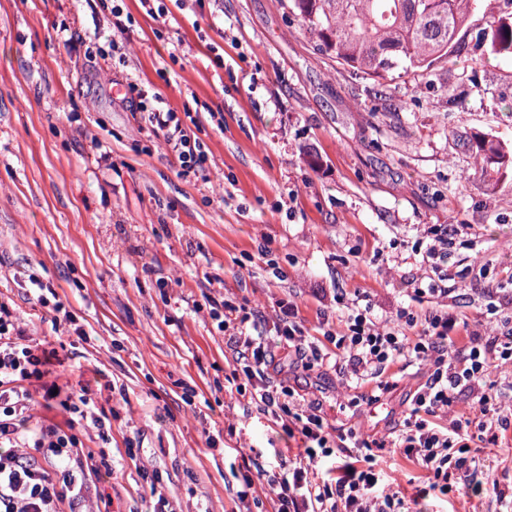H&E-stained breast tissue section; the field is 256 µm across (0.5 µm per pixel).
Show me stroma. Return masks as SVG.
Wrapping results in <instances>:
<instances>
[{
    "instance_id": "obj_1",
    "label": "stroma",
    "mask_w": 512,
    "mask_h": 512,
    "mask_svg": "<svg viewBox=\"0 0 512 512\" xmlns=\"http://www.w3.org/2000/svg\"><path fill=\"white\" fill-rule=\"evenodd\" d=\"M122 7L134 34L118 59L68 41L74 30L109 38L111 0H0V298L47 348L71 353L61 381L86 386L109 413V441L75 430L112 466L88 478L90 512H149L150 482L178 512H274L263 478L257 502L237 501L244 459L277 472L296 444L236 394L246 379L214 304L244 308L253 335L268 332L283 301L311 334L324 321L342 330L354 306L381 319L421 310L403 281L421 276L411 247L433 224L466 225L456 259L511 274L512 180L489 189L461 142L478 132L512 140V62L471 68L484 24L474 12L441 71L464 107L441 104L440 87L419 79L399 83L392 111L378 112L372 81L321 55L289 0H169L156 19L139 0ZM130 82L197 114L191 134L208 152L209 183L181 178L162 138L140 131L121 92ZM34 277L84 336L52 326L28 291ZM450 309L469 331H488L469 281ZM268 373L319 400L333 424L378 436L425 378L424 366L395 363L392 387L357 415L339 371H303L278 347ZM462 456L475 482L454 476L420 497L417 462L383 449L381 485L400 487L410 512H506L493 487L512 484V430L500 447Z\"/></svg>"
}]
</instances>
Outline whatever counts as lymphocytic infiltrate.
Returning <instances> with one entry per match:
<instances>
[{
	"label": "lymphocytic infiltrate",
	"mask_w": 512,
	"mask_h": 512,
	"mask_svg": "<svg viewBox=\"0 0 512 512\" xmlns=\"http://www.w3.org/2000/svg\"><path fill=\"white\" fill-rule=\"evenodd\" d=\"M132 114L141 130L164 138L183 177L209 182V157L202 143L177 110L160 93L130 85ZM459 232L452 225H431L422 262L431 271L428 282L411 281L406 290L414 298L434 300L435 305L419 314L397 311L395 319L379 321L371 308L349 309L343 333L325 330L322 337L306 335L297 322V309L284 303L274 323L276 341L247 332L246 315L231 302H224L219 326L233 345L238 368L251 386L250 398L288 435L298 436L304 453L290 461L270 489L276 512H406L398 493L379 489L375 469L377 450L394 447L415 458L430 489L446 491L451 468H463L451 451L477 442L495 447L502 431L512 428V419L501 414L486 379L494 369L512 363V307L497 297L494 283L485 281L484 264H473L466 272L473 282L484 285L485 312L495 325L490 336L471 334L467 344L456 346L457 316L447 300L455 288L448 271V249ZM291 349L303 369L333 366L342 370L347 382L375 380V391L367 405L379 402L389 389L386 370L396 362L420 360L429 365L426 379L418 386L410 408L395 437H365L355 428H338L329 423L319 401L302 402L293 389L276 383L268 375L273 345ZM60 358L42 349L39 340L22 327L14 310L0 301V512H76L89 493L76 472L98 473L94 454L82 448L75 434L53 422H34L36 406L58 407L79 416L83 427L106 436V417L85 403L84 390L58 386L51 376ZM40 381V392L30 389ZM470 390L477 396L479 414L456 420L450 426L438 424L440 413L449 410L456 392ZM50 449L52 455L39 459L37 452ZM344 456L336 467L334 481L320 479L315 463L332 453Z\"/></svg>",
	"instance_id": "f902f5d3"
}]
</instances>
